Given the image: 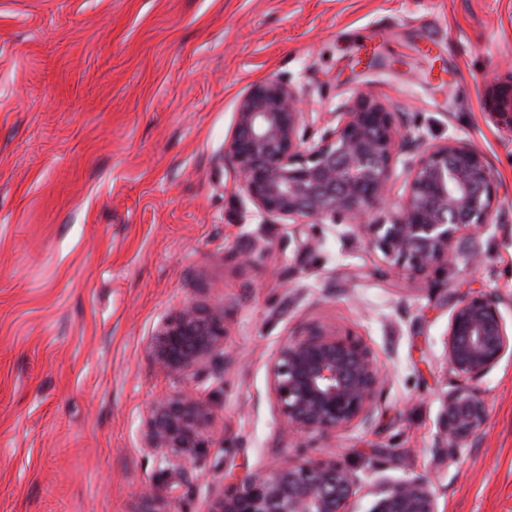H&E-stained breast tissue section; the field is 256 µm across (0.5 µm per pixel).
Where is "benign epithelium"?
<instances>
[{"label":"benign epithelium","mask_w":512,"mask_h":512,"mask_svg":"<svg viewBox=\"0 0 512 512\" xmlns=\"http://www.w3.org/2000/svg\"><path fill=\"white\" fill-rule=\"evenodd\" d=\"M301 102L302 93L280 78L252 86L239 100L223 158L258 213L282 224L357 219L355 228L384 260L412 279L446 270L461 257H481L480 235L499 209L481 152L457 138L424 146L404 164V198L389 211L386 193L406 138L393 113L358 96L331 113L332 126L322 130ZM492 106L512 127V86L498 92ZM498 305L491 292L463 295L448 322L442 363L464 380L440 400L441 447L450 451L487 418L485 401L470 383L512 357V336ZM149 354L176 389L149 407L146 447L158 453L164 474L181 479L205 448L214 419L200 386L208 377L223 380L224 311L184 302L152 336ZM269 375L277 414L304 437H331L368 423L385 382L362 338L321 325L289 339L271 360ZM359 482L336 460L288 457L214 492L209 512H351ZM180 487L169 483L136 512H170ZM369 512L437 509L430 483L418 477L383 486Z\"/></svg>","instance_id":"obj_1"}]
</instances>
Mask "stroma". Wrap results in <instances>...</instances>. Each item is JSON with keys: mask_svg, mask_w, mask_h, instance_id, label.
<instances>
[{"mask_svg": "<svg viewBox=\"0 0 512 512\" xmlns=\"http://www.w3.org/2000/svg\"><path fill=\"white\" fill-rule=\"evenodd\" d=\"M279 77L328 119L357 94L410 138L484 154L497 224L483 259L425 279L348 223L263 221L221 161L239 99ZM512 0H0V512H134L164 478L147 409L172 380L147 347L187 300L224 311L210 446L172 512H208L224 475L328 458L377 488L423 477L438 512H512V358L477 383L488 417L436 446L458 297L491 291L512 328ZM258 249L251 264L237 250ZM353 333L387 375L369 425L302 438L268 364L309 324Z\"/></svg>", "mask_w": 512, "mask_h": 512, "instance_id": "1", "label": "stroma"}]
</instances>
